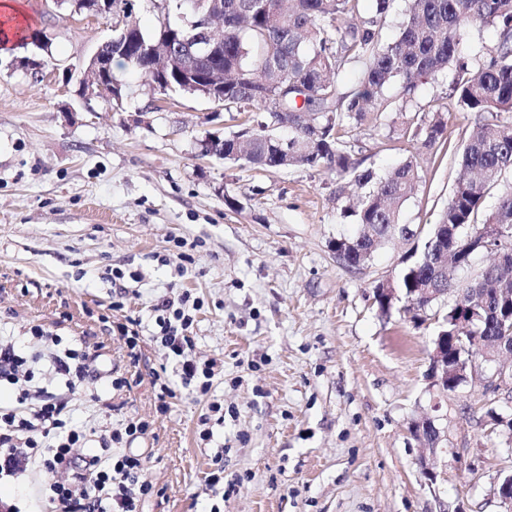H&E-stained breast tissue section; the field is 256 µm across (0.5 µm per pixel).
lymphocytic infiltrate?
I'll use <instances>...</instances> for the list:
<instances>
[{
	"label": "lymphocytic infiltrate",
	"mask_w": 512,
	"mask_h": 512,
	"mask_svg": "<svg viewBox=\"0 0 512 512\" xmlns=\"http://www.w3.org/2000/svg\"><path fill=\"white\" fill-rule=\"evenodd\" d=\"M201 302L190 293L160 296L153 306L157 333L152 342L176 364L183 387L207 395L213 385L215 361L199 362L190 330ZM33 339L47 344L57 391L33 388L39 355L21 352L16 341H0V386L12 387L16 402L0 407V477H12L37 468L48 480L53 512H140L141 501L152 487L139 482L141 455L123 451L124 441L146 433L143 421L97 432L72 423L67 397L92 374L95 359L85 339L62 346L42 327L31 330Z\"/></svg>",
	"instance_id": "f902f5d3"
}]
</instances>
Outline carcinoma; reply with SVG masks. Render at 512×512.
<instances>
[{
    "mask_svg": "<svg viewBox=\"0 0 512 512\" xmlns=\"http://www.w3.org/2000/svg\"><path fill=\"white\" fill-rule=\"evenodd\" d=\"M166 14L154 33L142 30L133 14L125 15L130 34L147 43L173 35L172 47L194 33L169 21L170 8L182 9L188 0H148ZM391 0H376L375 17L357 20L359 0H224V38L221 58L195 61L196 76L208 79L214 68H224V98L203 83L197 93L217 112H257L258 123L251 141L248 163L263 169H280L277 150L267 142L265 123L278 112L288 113V167H324L339 177L353 176L356 185L368 188L351 211L360 230L336 240V250L346 251L345 266L366 265L374 249L398 236L410 240L416 231L402 223L404 204L422 183L417 160L408 159L378 176L357 172V165L339 135L341 128L378 122L388 107L385 91L400 81L402 99L412 97L419 82L434 78L454 64L457 68L449 97L455 107L475 114L476 130L461 154L465 175L458 180L448 206L431 225L419 256L407 265L391 287L404 302L421 311L419 289L446 288L453 303L437 318L438 331L454 339L450 351L481 355L479 342L504 335L498 312L504 306L512 314V254L486 267L477 278L458 285L455 274L469 266L476 251L468 249L475 235L500 249L512 251V239L499 240L498 224L512 225V188L499 198L494 211L482 223L475 222L486 194L499 185L502 174L512 170V121L499 116L512 113V0H408V14L399 36L382 41L381 26ZM494 25L496 46L486 53L476 70L461 57L462 34L473 26ZM132 42L124 54L112 59L149 78L148 62ZM357 66L356 85L343 90L336 76ZM173 60L166 95L187 92ZM448 108L440 105L427 119L404 129L417 149H431L446 142ZM481 289V302L460 318L459 298L468 288Z\"/></svg>",
    "mask_w": 512,
    "mask_h": 512,
    "instance_id": "cac0c4a2",
    "label": "carcinoma"
}]
</instances>
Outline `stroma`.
<instances>
[{
  "instance_id": "35a3bbf8",
  "label": "stroma",
  "mask_w": 512,
  "mask_h": 512,
  "mask_svg": "<svg viewBox=\"0 0 512 512\" xmlns=\"http://www.w3.org/2000/svg\"><path fill=\"white\" fill-rule=\"evenodd\" d=\"M16 7L51 50L0 57V336L20 341L40 326L96 347L101 378L69 394L68 410L100 429L149 421L129 446L153 487L142 512H502L494 485L512 471V447L487 435L490 413L512 416V398L485 394L494 373L485 365L433 410L434 318L417 324L401 305L384 315L374 302V284L398 274L412 243L390 241L363 268L346 267L333 244L356 232L344 215L357 192L350 180L201 156L200 140L236 131L238 119L200 97L158 103L131 68L115 72L127 88L121 107L82 98L79 82L112 18L73 17L51 0ZM25 57L41 71L21 66ZM455 76L451 68L420 83L404 111L349 130L359 170L380 174L411 156L403 128L430 115ZM473 124L472 114L451 113L446 143L421 155L423 183L404 223L428 227L447 207ZM184 291L202 302L197 357L224 369L209 398L178 388L160 415L153 373L174 365L149 341L152 306ZM118 294L141 321L147 364L132 363L106 320ZM116 377L131 387L113 389ZM211 399L224 420L210 422L206 443L200 418ZM421 414L448 421L447 476L433 491L420 482L408 430ZM219 462L234 486L224 498L206 490ZM0 487L19 512H50L37 469Z\"/></svg>"
}]
</instances>
